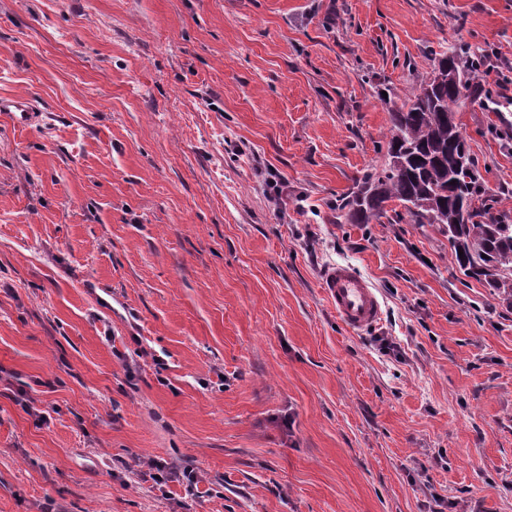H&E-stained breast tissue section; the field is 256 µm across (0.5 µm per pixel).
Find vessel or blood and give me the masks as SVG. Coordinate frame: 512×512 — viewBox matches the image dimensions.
I'll use <instances>...</instances> for the list:
<instances>
[{
	"mask_svg": "<svg viewBox=\"0 0 512 512\" xmlns=\"http://www.w3.org/2000/svg\"><path fill=\"white\" fill-rule=\"evenodd\" d=\"M0 116L15 128L37 126L42 113L28 97L0 98ZM324 296L337 319L350 332L360 333L375 326L381 316L382 301L372 283L351 265L328 266L322 277Z\"/></svg>",
	"mask_w": 512,
	"mask_h": 512,
	"instance_id": "b4317fda",
	"label": "vessel or blood"
}]
</instances>
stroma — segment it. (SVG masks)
<instances>
[{
	"label": "stroma",
	"instance_id": "obj_1",
	"mask_svg": "<svg viewBox=\"0 0 512 512\" xmlns=\"http://www.w3.org/2000/svg\"><path fill=\"white\" fill-rule=\"evenodd\" d=\"M458 41L512 211V0H0V97L44 112L0 121V512H512V308L399 202L336 210ZM0 112L10 126L21 129L37 126L43 114L36 101L28 97L0 98ZM321 288L337 319L350 332L368 330L380 319L382 301L377 289L351 265L328 266Z\"/></svg>",
	"mask_w": 512,
	"mask_h": 512
}]
</instances>
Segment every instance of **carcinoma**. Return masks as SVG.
<instances>
[{
  "label": "carcinoma",
  "instance_id": "1",
  "mask_svg": "<svg viewBox=\"0 0 512 512\" xmlns=\"http://www.w3.org/2000/svg\"><path fill=\"white\" fill-rule=\"evenodd\" d=\"M484 53L448 46L429 81L390 112L387 163L367 173L337 206L351 224H369L396 200L408 224H436L452 263L512 307V214L496 208L457 122L459 109L483 101Z\"/></svg>",
  "mask_w": 512,
  "mask_h": 512
}]
</instances>
